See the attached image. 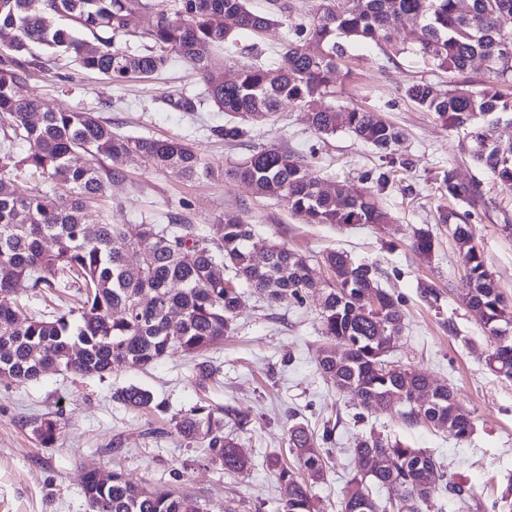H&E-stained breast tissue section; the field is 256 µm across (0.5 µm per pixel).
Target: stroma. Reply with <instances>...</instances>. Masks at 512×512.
<instances>
[{"instance_id":"obj_1","label":"stroma","mask_w":512,"mask_h":512,"mask_svg":"<svg viewBox=\"0 0 512 512\" xmlns=\"http://www.w3.org/2000/svg\"><path fill=\"white\" fill-rule=\"evenodd\" d=\"M286 24L261 35L244 34L231 53L216 56L226 73L243 51L258 46L273 65L296 26L307 22L322 0H287ZM336 79L335 104L376 110L405 134L390 154L376 152L340 131L322 136L311 128L306 111L284 104L275 122L254 126L230 143L218 133L226 115L207 99L205 85L188 65L174 60L147 79L105 81L76 64L44 59L31 68L19 88L50 110L92 112L114 131L132 137L178 139L192 144L214 168L245 158L254 148H276L298 155L324 181L375 187L380 172L394 180L378 199L391 220L386 224L336 226L305 224L282 200L261 197L247 185L223 176L185 179L159 171L135 157L118 164L105 195L86 212L90 224H190L211 230L224 212H236L254 226L253 243H279L305 256L321 280L329 274L322 257L348 251L376 266L378 282L398 299L404 329L391 361L427 374L434 384L453 389L472 411L471 438L457 442L448 433L404 418L400 408L370 410L336 393L319 375L316 356L320 334V294L304 304L268 306L250 288H242L235 331L207 353L216 369L206 384L195 378V358L175 353L155 365L134 370L123 366L104 376L80 377L50 371L36 381L0 379V512H88L83 493L87 471L121 472L158 492L174 490L197 499L210 512H278L275 457L288 454V429L296 423L322 432L336 425L326 444L327 474L315 484L320 512H338L347 483L357 470V437L374 432L397 438L433 455L440 483L473 489L471 497H437L427 512H502L501 497L512 485V380L492 374L485 359L492 350L479 311L467 307L459 289L465 275L460 248L438 221L440 210L467 216L473 242L507 305L512 306V186L497 182L461 151V133L446 128L433 113L411 103L405 85L430 78L451 81V74L430 73L416 59H383L378 50L353 48ZM193 102L194 111L180 107ZM454 169L478 190L477 203L466 207L444 196L435 176ZM429 230L431 254L413 247L418 229ZM432 283L437 296L424 300L421 283ZM17 295L27 311L53 315L76 301L71 290L48 293L20 281ZM131 385L151 391L163 411L131 409L114 399ZM199 404L248 415L251 426L240 431L231 419L224 431L251 456V465L227 473L209 464L203 449L187 444L174 428ZM58 424L54 441L40 442L34 429L45 416Z\"/></svg>"}]
</instances>
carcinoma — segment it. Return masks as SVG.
<instances>
[{"instance_id": "carcinoma-1", "label": "carcinoma", "mask_w": 512, "mask_h": 512, "mask_svg": "<svg viewBox=\"0 0 512 512\" xmlns=\"http://www.w3.org/2000/svg\"><path fill=\"white\" fill-rule=\"evenodd\" d=\"M175 12L155 0H0V29L12 34L8 54L0 56V130L8 147L0 151V378L36 381L49 370L79 376L103 375L124 365L145 369L173 351L202 356L224 342L245 284L271 305L303 304L322 293L321 334L344 347L327 346L317 356L319 373L341 395L365 409L407 404L408 418L464 441L473 433L471 412L456 402L446 386L433 387L423 372L388 359L403 332L397 298L378 286L376 268L355 262L346 252L327 253L333 272L322 282L301 255L273 244L262 252L251 245V225L234 213L199 233L189 224H109L87 231L86 210L112 181L94 161L117 164L136 156L158 170L185 178H226L248 184L256 194L287 201L306 224H386L389 216L374 190L347 183L329 191L290 151L261 149L220 171L194 147L176 139L129 137L91 112L44 110L40 102L17 95L30 76L25 57L35 46L72 58L108 79L149 78L174 58L193 66L206 85L207 97L233 121L219 129L227 141L246 134L257 119H270L287 101L308 112L314 131H346L380 152L390 153L403 133L377 113L327 102L336 86L341 61L354 44L376 46L387 60L409 53L431 70L463 74L484 63L496 83H512V0H323L320 10L294 31L283 46L278 78L261 52L236 63L234 80L218 83L212 54L236 45L244 32L258 33L288 12V4L270 0V11L248 9L246 0H177ZM154 21L140 26L143 11ZM407 17L417 22L409 47L393 43ZM134 36L142 49L133 53L119 43ZM414 104L436 114L446 127L462 129V149L496 180L512 185V143L492 138L479 116L512 114V97L493 87L476 89L467 82L447 86L420 80L405 88ZM36 114L39 119L31 121ZM22 174L38 176L54 192L35 187L20 196L4 188ZM448 197L476 204L473 186L442 171ZM463 216L444 212L456 240L472 238ZM51 246H46V243ZM465 298L480 311L495 340L487 365L512 379V309L507 308L483 255L474 247L464 256ZM34 288H74L78 311L59 316L25 317L16 297L17 283ZM376 295L379 306L366 309ZM114 399L138 409L160 408L153 394L129 386ZM57 420L45 417L35 432L43 444L55 439ZM175 428L189 444L206 449L224 471L249 463L236 438L224 434L214 409L200 405L180 417ZM333 428L317 436L307 426L289 428L288 445L299 471L276 462L281 512H317L312 484L324 479L326 450ZM359 470L349 481L340 512H379L376 492L385 489L398 512H421L439 494L434 457L399 439L371 433L353 448ZM89 512H209L194 498L167 491L155 493L121 473L105 484L92 472L83 477Z\"/></svg>"}]
</instances>
